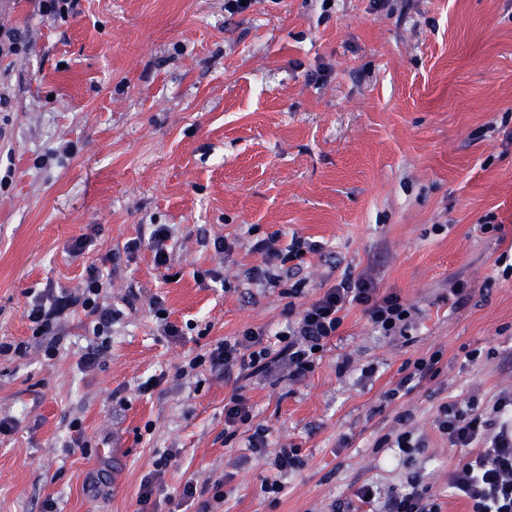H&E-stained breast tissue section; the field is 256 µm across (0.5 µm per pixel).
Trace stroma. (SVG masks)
I'll list each match as a JSON object with an SVG mask.
<instances>
[{
  "instance_id": "1",
  "label": "stroma",
  "mask_w": 512,
  "mask_h": 512,
  "mask_svg": "<svg viewBox=\"0 0 512 512\" xmlns=\"http://www.w3.org/2000/svg\"><path fill=\"white\" fill-rule=\"evenodd\" d=\"M0 22L28 40L0 59V342L28 340L32 296L81 287L92 266L119 313L93 370L79 367L92 340L80 311L56 360L0 356V417L19 421L0 435V512L49 500L56 512H380L354 492L404 485L377 442L407 410L441 512H468L448 488L465 452L434 419L444 402L488 407L512 386V0H255L234 14L224 0H77L63 20L8 0ZM155 224L172 229L168 270L148 248L124 250ZM83 236L91 246L71 259ZM270 236L323 248L262 288L246 272ZM217 237L231 253L214 252ZM360 273L412 306L406 337L379 335L354 306L304 381L205 367L177 378L217 340L282 330L293 285L309 301ZM436 351L435 380L385 399L406 361ZM341 354L353 364L340 375ZM235 394L269 448L298 449L299 468L276 474L247 432L226 433ZM75 419L88 451L65 447ZM167 449L176 461L141 509ZM272 477L275 499L262 490ZM175 458V454L171 449L164 451L163 454L160 455L159 459L155 462V473L153 479L147 480L144 485H142L138 502L143 506L142 509H147L148 504L151 501V498L154 493L155 483L153 481H157L159 483L162 482V475L164 474L166 468L171 464V461Z\"/></svg>"
}]
</instances>
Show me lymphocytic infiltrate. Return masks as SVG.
<instances>
[{
  "label": "lymphocytic infiltrate",
  "instance_id": "obj_1",
  "mask_svg": "<svg viewBox=\"0 0 512 512\" xmlns=\"http://www.w3.org/2000/svg\"><path fill=\"white\" fill-rule=\"evenodd\" d=\"M320 242L293 238L287 250L277 249L273 240L256 241L252 249L262 257L247 273L248 279L263 287H277L279 268L304 255L321 250ZM108 284L97 269H89L85 287L61 291L59 295L36 298L25 316L32 330V342L42 348L47 359L60 353L64 340L60 317L67 311L82 310L91 316L96 345L80 359L82 369L100 364L112 338L114 314L106 304ZM361 307L380 335H404L412 310L394 293L379 294L372 278H343L324 289L320 296L303 304L294 319L278 334L279 348L265 345L264 328H248L242 334L222 339L205 353L196 355L178 371L185 377L207 365L221 370L240 367L255 372H272L276 365L288 368L290 381L299 382L313 372L320 351L343 323V313ZM435 425L441 435L466 456L448 474L452 494L467 502L470 512H512V388L501 390L491 410L481 409L477 396L466 401L445 402L437 409ZM357 499L370 503L384 499L385 512H441V507L425 484L421 473H411L404 489L382 496L377 485L362 484Z\"/></svg>",
  "mask_w": 512,
  "mask_h": 512
}]
</instances>
